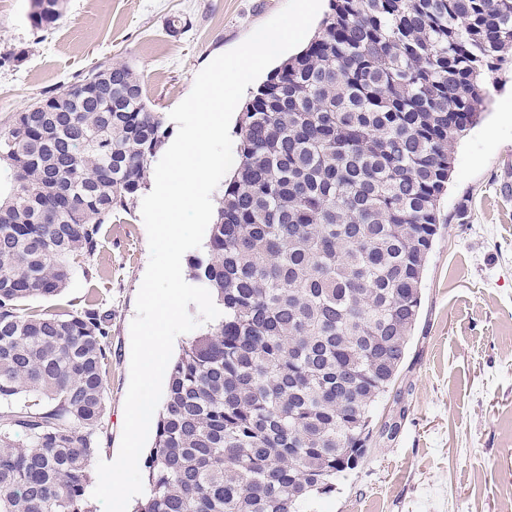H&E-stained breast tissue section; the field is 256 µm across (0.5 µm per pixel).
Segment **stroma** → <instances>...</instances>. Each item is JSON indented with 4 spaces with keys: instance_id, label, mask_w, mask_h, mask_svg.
I'll return each instance as SVG.
<instances>
[{
    "instance_id": "1",
    "label": "stroma",
    "mask_w": 512,
    "mask_h": 512,
    "mask_svg": "<svg viewBox=\"0 0 512 512\" xmlns=\"http://www.w3.org/2000/svg\"><path fill=\"white\" fill-rule=\"evenodd\" d=\"M287 0H65L38 30L30 0H0V130L99 63L129 65L150 106L165 113L161 149L177 134L169 113L215 57L268 22ZM188 21L169 34L172 17ZM480 121L453 148L420 316L397 385L407 412L374 442L317 512H512V63L491 73ZM141 197L103 225L92 275L75 271L44 308L88 295L112 312V377L103 460L119 452L130 381V325L148 261Z\"/></svg>"
}]
</instances>
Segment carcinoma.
Here are the masks:
<instances>
[{"label":"carcinoma","mask_w":512,"mask_h":512,"mask_svg":"<svg viewBox=\"0 0 512 512\" xmlns=\"http://www.w3.org/2000/svg\"><path fill=\"white\" fill-rule=\"evenodd\" d=\"M63 0H31L36 29ZM512 55V0H331L306 47L239 119L198 286L222 308L170 365L135 512H306L363 459L375 404L400 396L426 262L484 73ZM0 132V512H94L112 312L42 308L146 182L164 123L108 66ZM59 179L70 199L48 187Z\"/></svg>","instance_id":"carcinoma-1"}]
</instances>
